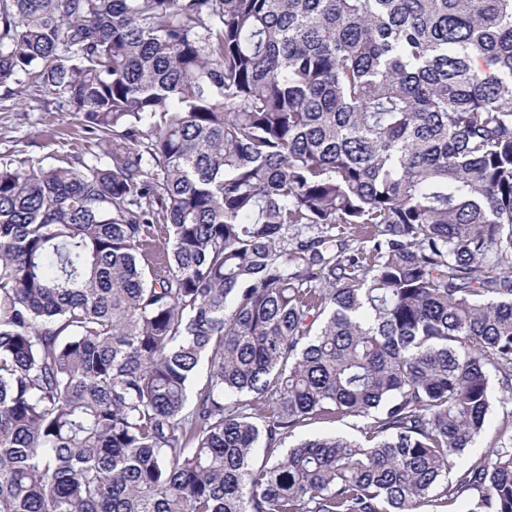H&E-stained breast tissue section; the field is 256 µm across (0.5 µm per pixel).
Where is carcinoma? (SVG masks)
I'll return each instance as SVG.
<instances>
[{
	"instance_id": "cac0c4a2",
	"label": "carcinoma",
	"mask_w": 512,
	"mask_h": 512,
	"mask_svg": "<svg viewBox=\"0 0 512 512\" xmlns=\"http://www.w3.org/2000/svg\"><path fill=\"white\" fill-rule=\"evenodd\" d=\"M15 86L112 165L0 163V512H512V0H0ZM493 395H494V405L492 411L489 415V423L487 432L479 439L478 443L474 448H470L466 453L463 460L456 461L457 466L454 467L450 473V477H453L456 472L462 467L465 463L470 462L479 458L489 451V448L492 446V437L495 432V429L501 423L504 416L506 417V409L503 408L500 403L497 401L498 397H501V393L497 389V385L493 387ZM365 423V420H361L355 417H345L337 421L319 420L298 428L295 431V436L290 438V441H294L298 438H313L331 434H340L353 438H361V430L363 429L362 426Z\"/></svg>"
}]
</instances>
